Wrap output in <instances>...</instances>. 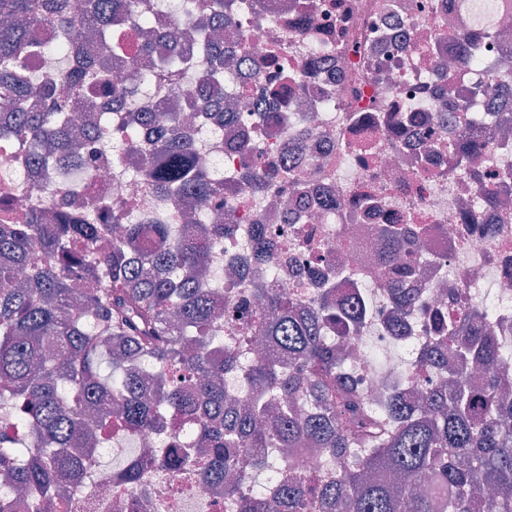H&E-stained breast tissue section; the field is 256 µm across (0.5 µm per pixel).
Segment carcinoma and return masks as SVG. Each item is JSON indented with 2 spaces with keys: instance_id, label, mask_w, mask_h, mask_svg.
Returning a JSON list of instances; mask_svg holds the SVG:
<instances>
[{
  "instance_id": "obj_1",
  "label": "carcinoma",
  "mask_w": 512,
  "mask_h": 512,
  "mask_svg": "<svg viewBox=\"0 0 512 512\" xmlns=\"http://www.w3.org/2000/svg\"><path fill=\"white\" fill-rule=\"evenodd\" d=\"M234 0H203L194 27L204 32L231 24ZM138 0H89L75 21L60 0H0V98L12 111L0 112V139L15 138L43 173L47 157L56 164L95 165L97 147L111 141V115L88 112L82 134L73 131L72 107L90 94L121 107L149 95L153 80L176 86L182 58H166L154 71L156 51L149 20L136 45L141 69L129 81L112 83L96 75L97 59L112 51V22L137 13ZM73 33L61 54L80 66L58 80H39L19 68L40 52V27ZM492 32L460 29V58L482 60ZM358 32L341 31L337 48L356 51ZM488 71L479 91L495 95L504 86ZM201 125L181 127L171 113L146 147L138 132L125 135L117 160L141 169L157 192L172 199L205 203L223 196L200 165ZM493 136L463 143L467 156L483 153ZM276 175L274 161L253 175L263 190ZM0 202V409L14 414L20 435L0 433V478L19 487L27 512H51L62 482L79 481L100 470L94 446L112 431L175 435L191 421L189 445H170L164 454L130 459L109 476L134 487L144 472L172 474L191 469L197 456L210 458L202 483L224 484V495L239 498L241 512H512V361L492 319L464 308L440 320L417 363L448 379L447 385L409 398L404 371L384 400L369 402L347 381L341 352L329 336L351 332L370 313L356 291L305 304L275 288H262L263 317L247 330L263 338L271 357L246 373L257 392L242 405L224 401V373L238 368L223 350L215 322L233 312L232 300L210 291L203 274L210 241L228 224L195 225L177 232L171 224H127L123 239L111 240L112 225L126 219L123 208L93 200L87 211H66L47 224L37 207L22 215ZM384 266L414 271L410 246L398 224L383 229ZM387 284L397 310L413 314L425 298L403 285ZM308 444L336 465V478L323 480L288 462L257 458L273 494L253 476L225 480L238 448H293Z\"/></svg>"
}]
</instances>
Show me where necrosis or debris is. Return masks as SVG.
<instances>
[{"instance_id": "necrosis-or-debris-1", "label": "necrosis or debris", "mask_w": 512, "mask_h": 512, "mask_svg": "<svg viewBox=\"0 0 512 512\" xmlns=\"http://www.w3.org/2000/svg\"><path fill=\"white\" fill-rule=\"evenodd\" d=\"M296 14L258 6L234 14L241 40L225 39L224 53L239 58L236 74L248 90L227 99L217 91L195 107H177L167 91L141 102L140 111L167 114L227 112L198 143L214 181L240 170L237 141L248 140L254 154L280 160L278 180L263 193L244 183L224 187V209L235 218L230 235L214 238L207 265L211 288L228 291L236 308L218 326L228 346L260 309L258 280L308 302L318 295L329 270L341 272L346 291L363 290L373 313L345 339L349 381L378 398L402 364L412 366L417 388L441 377L416 365L421 339L392 335L395 305L374 254L380 229L403 225L418 233L412 287L425 292L428 315L456 312L464 305L492 303L501 335L512 339V181L501 189L503 208L482 207L475 180L468 178L449 139L459 137L469 117L449 98L445 75L456 56L453 26H472L476 9L491 19L495 37L486 46L483 68H465L462 87L470 89L483 70H500L512 48V6L503 0H298ZM368 29L371 67L381 83L366 98L352 100L359 82L357 59L336 49L342 24ZM300 77L302 100L268 110L283 112L267 123L254 108L261 90ZM89 186L94 195L121 203L130 223L158 221L182 226L180 209L156 195L148 181L131 178L104 154L96 168L78 165L33 177L27 164L0 145V189L15 197L52 202L59 185ZM250 363L261 346H238ZM240 512L226 499L223 485L202 486L198 471L148 474L139 490L116 480L96 479L73 489L57 512Z\"/></svg>"}]
</instances>
